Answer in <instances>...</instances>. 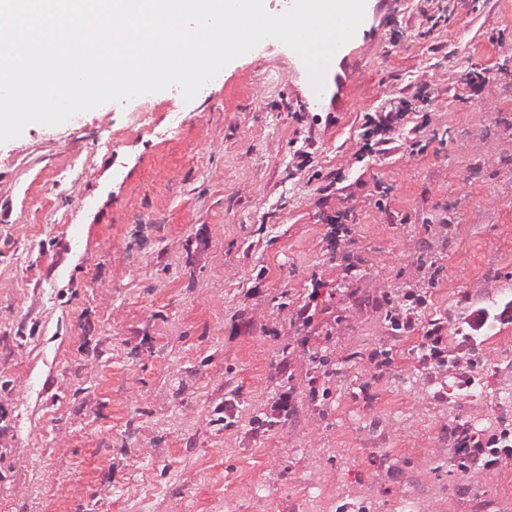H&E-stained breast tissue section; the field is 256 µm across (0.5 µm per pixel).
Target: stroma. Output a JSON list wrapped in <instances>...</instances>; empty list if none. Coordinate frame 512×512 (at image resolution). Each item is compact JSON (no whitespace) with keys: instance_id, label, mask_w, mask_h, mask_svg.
Wrapping results in <instances>:
<instances>
[{"instance_id":"stroma-1","label":"stroma","mask_w":512,"mask_h":512,"mask_svg":"<svg viewBox=\"0 0 512 512\" xmlns=\"http://www.w3.org/2000/svg\"><path fill=\"white\" fill-rule=\"evenodd\" d=\"M377 24L337 111L303 108L269 38L192 101L0 144V512H512V468L459 470L449 434L512 424V323L458 337L512 300V0H388ZM398 105L385 107L377 113L375 118H370L367 122V129L365 131V137L367 140L368 148L374 151H384L386 148H379L380 146H386L390 142L391 138L385 137L388 132L393 129L397 120L402 116V112H405L403 108ZM377 147V149H374ZM406 301H410L411 304H406L403 308L394 310L393 312L389 311L390 313H387V316L393 325V329L396 331L412 327L413 316L415 315L414 310L423 304L422 296L415 295L414 293L407 295ZM438 323H432L433 326L431 329L427 331L425 337L424 348L426 353L425 357L428 359L441 364L446 362L447 354L445 351V347L442 346V336H438L441 331V327L437 326Z\"/></svg>"}]
</instances>
